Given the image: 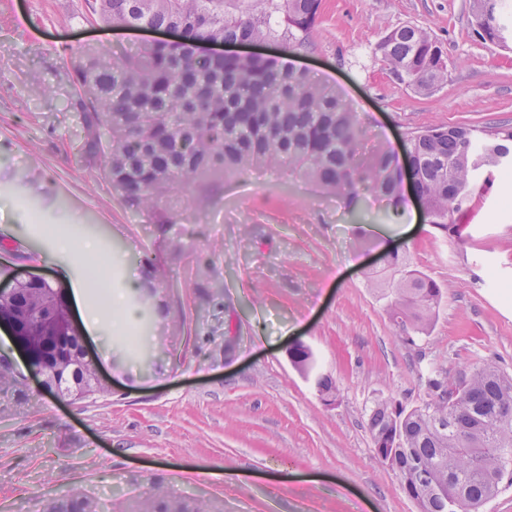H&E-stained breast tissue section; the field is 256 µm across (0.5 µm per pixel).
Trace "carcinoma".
Masks as SVG:
<instances>
[{"label": "carcinoma", "instance_id": "cac0c4a2", "mask_svg": "<svg viewBox=\"0 0 512 512\" xmlns=\"http://www.w3.org/2000/svg\"><path fill=\"white\" fill-rule=\"evenodd\" d=\"M485 5L476 25L494 37L498 0ZM321 0H92L97 24L114 29L174 28L176 42H143L130 51H93L74 61L77 105L84 132L82 153L102 157L103 172L124 198L152 210L173 196L258 168L288 173L343 196L354 208L358 186L398 209L399 171L391 151L358 159L356 112L336 90L291 64L313 49ZM201 43H276L281 57L198 51ZM436 39L426 29L403 25L387 32L376 52L396 80L430 94L448 79L439 65ZM407 170L428 212V223L453 236L448 214L465 205L477 180L512 162V128L479 130L433 126L411 135ZM390 314L407 341L428 331L447 288L387 257ZM49 289L24 288L18 302L36 301L51 312ZM77 339L53 348V382L68 394L89 371L66 364ZM429 399L408 408L380 396L366 409L373 447L383 443L401 487L414 490L418 512H479L512 485V375L493 364H468L450 374L433 369ZM24 385L0 369V395L22 404ZM43 512H219L211 502L172 498L156 485L146 498L107 508L79 486L47 500Z\"/></svg>", "mask_w": 512, "mask_h": 512}]
</instances>
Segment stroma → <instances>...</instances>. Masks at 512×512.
Segmentation results:
<instances>
[{
	"label": "stroma",
	"instance_id": "1",
	"mask_svg": "<svg viewBox=\"0 0 512 512\" xmlns=\"http://www.w3.org/2000/svg\"><path fill=\"white\" fill-rule=\"evenodd\" d=\"M84 0H0V268L68 291V264L48 247L78 216L101 240L113 281L140 271L153 327L86 343L111 394L71 404L36 390L0 406V512H42L83 484L102 502L160 483L224 512H418L374 455L363 413L392 396L427 400L429 369L491 361L512 374V169L478 180L447 236L363 192L342 197L270 171L208 184L163 210L126 201L101 158H81L72 63L120 51L141 32L89 25ZM404 24L442 43L448 80L427 96L397 83L375 47ZM471 0H322L314 48L296 67L354 107L362 153L402 154L436 125L512 127V49L481 40ZM30 221H15L16 208ZM444 284L428 334L407 344L368 279L385 255ZM307 346L314 368L287 356ZM329 378L338 405L316 381ZM247 472L238 482L237 472Z\"/></svg>",
	"mask_w": 512,
	"mask_h": 512
}]
</instances>
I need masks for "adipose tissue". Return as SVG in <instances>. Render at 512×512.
Listing matches in <instances>:
<instances>
[{
	"mask_svg": "<svg viewBox=\"0 0 512 512\" xmlns=\"http://www.w3.org/2000/svg\"><path fill=\"white\" fill-rule=\"evenodd\" d=\"M69 285L70 295L81 314L83 328L89 335L117 337L124 322L135 316L130 297L141 286L137 273H129L121 284L108 286L106 302L99 306L90 303L85 279H70Z\"/></svg>",
	"mask_w": 512,
	"mask_h": 512,
	"instance_id": "adipose-tissue-1",
	"label": "adipose tissue"
}]
</instances>
